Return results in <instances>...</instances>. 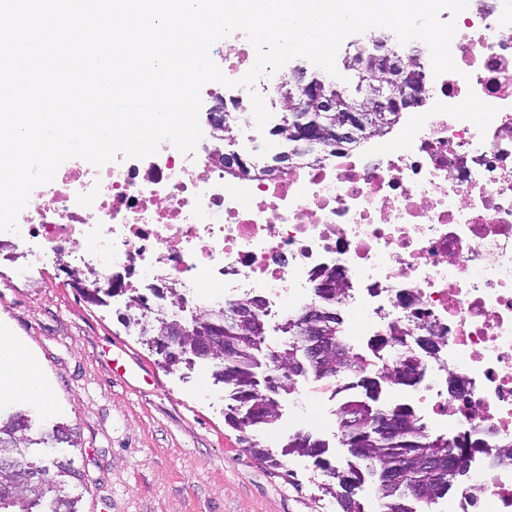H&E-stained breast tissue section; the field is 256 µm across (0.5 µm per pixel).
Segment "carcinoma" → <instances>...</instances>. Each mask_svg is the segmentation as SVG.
<instances>
[{
	"mask_svg": "<svg viewBox=\"0 0 512 512\" xmlns=\"http://www.w3.org/2000/svg\"><path fill=\"white\" fill-rule=\"evenodd\" d=\"M184 304L185 297L179 294L172 297L175 310L151 322L145 298L133 294L128 309H136L140 314L128 316L127 322L140 326L144 333L154 334L152 343L169 369L181 363L184 355L166 348L161 336L162 322L183 324L199 344L216 336L223 338L224 353L212 356L211 361L216 379L232 388L234 400L238 402V407L227 414L228 422L244 430L278 420L279 403L271 399L267 384L272 378L277 382V390L288 394L294 379L285 372L276 373L268 354L263 352L265 315L244 322L231 319L227 315L231 304L227 303L198 309L188 323L179 314ZM318 328L333 338L342 357L322 364L303 365L301 354L291 343L288 361L295 375L310 374L322 380L330 377L333 366L352 368L363 376L367 374L368 359L347 342L343 320L324 315ZM338 415L343 446L357 459V465L346 472L329 469L330 476L337 480V486L331 490L337 491L342 512H365L352 498V489L364 481L367 474L379 477L388 472L392 475V482H380L377 486L379 500L386 504L387 512H416L412 503H437L448 495L455 479L465 473L462 467H448V456L456 454L467 458L473 444L445 435L430 436L407 408L386 411L365 400H348L341 404ZM60 444L79 446L75 428L56 425L34 436L26 412L0 414V462H12L9 468L0 467V512H80L79 496L70 493V488L82 478L74 461L65 456L46 459L31 452L36 446L54 448ZM285 448L288 454L299 453L317 459L325 453L324 446L309 435L293 436Z\"/></svg>",
	"mask_w": 512,
	"mask_h": 512,
	"instance_id": "obj_1",
	"label": "carcinoma"
}]
</instances>
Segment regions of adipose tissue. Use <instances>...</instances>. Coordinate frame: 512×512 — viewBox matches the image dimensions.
<instances>
[{
    "instance_id": "adipose-tissue-1",
    "label": "adipose tissue",
    "mask_w": 512,
    "mask_h": 512,
    "mask_svg": "<svg viewBox=\"0 0 512 512\" xmlns=\"http://www.w3.org/2000/svg\"><path fill=\"white\" fill-rule=\"evenodd\" d=\"M53 385L25 350L0 340V398L27 399L41 408L52 406Z\"/></svg>"
}]
</instances>
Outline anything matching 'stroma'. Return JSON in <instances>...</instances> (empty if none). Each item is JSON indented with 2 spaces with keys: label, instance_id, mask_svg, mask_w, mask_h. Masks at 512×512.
<instances>
[{
  "label": "stroma",
  "instance_id": "obj_1",
  "mask_svg": "<svg viewBox=\"0 0 512 512\" xmlns=\"http://www.w3.org/2000/svg\"><path fill=\"white\" fill-rule=\"evenodd\" d=\"M233 147L263 162L285 146L270 130L234 125ZM59 256L16 277L0 263V336L25 348L51 380L55 407L31 408L36 424L76 427L79 447L62 446L85 473L83 512H340L313 459L281 457L274 470L251 444L281 443L279 431L240 434L224 419L233 400L195 359L179 368L137 330L125 328V300L87 302ZM125 347L142 375L123 381L112 354Z\"/></svg>",
  "mask_w": 512,
  "mask_h": 512
}]
</instances>
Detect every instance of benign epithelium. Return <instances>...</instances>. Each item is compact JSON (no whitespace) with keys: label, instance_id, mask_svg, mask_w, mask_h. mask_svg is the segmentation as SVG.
Returning a JSON list of instances; mask_svg holds the SVG:
<instances>
[{"label":"benign epithelium","instance_id":"1","mask_svg":"<svg viewBox=\"0 0 512 512\" xmlns=\"http://www.w3.org/2000/svg\"><path fill=\"white\" fill-rule=\"evenodd\" d=\"M369 42V51H360L345 60L346 67L357 74L353 93L344 90L337 96L329 94L325 83H333L335 78L312 77L301 68L276 78L282 109L290 118V133L284 132L281 137H289L295 143L291 151L274 155L271 168H290L296 155H313L319 163L326 144L352 142L367 129L372 134L380 133L391 122L389 113L410 108L424 96L425 72L419 54L402 56L388 37L372 35ZM310 112H330L336 120L332 126L323 128L307 121ZM206 121L214 138H220L223 131H230L224 99H216L206 112ZM320 315L319 308L313 305L301 316L302 348L310 364L320 361L329 351L326 338L314 331ZM164 335L166 344L174 351H189L195 356L215 351L212 342L189 345L188 330L180 323L165 324Z\"/></svg>","mask_w":512,"mask_h":512}]
</instances>
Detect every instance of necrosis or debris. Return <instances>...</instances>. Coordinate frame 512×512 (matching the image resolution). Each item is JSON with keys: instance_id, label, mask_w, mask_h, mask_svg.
Here are the masks:
<instances>
[{"instance_id": "obj_1", "label": "necrosis or debris", "mask_w": 512, "mask_h": 512, "mask_svg": "<svg viewBox=\"0 0 512 512\" xmlns=\"http://www.w3.org/2000/svg\"><path fill=\"white\" fill-rule=\"evenodd\" d=\"M456 28V71L431 76L393 143L263 180H227L201 145L77 161L40 186L0 248L23 253L22 274L63 242L87 287L163 280L202 301L261 298L281 320L315 301L322 274L342 273L372 366L418 360L386 407L474 444L448 512H512V460L499 456L512 442V0H469ZM428 331L437 350L413 351Z\"/></svg>"}]
</instances>
